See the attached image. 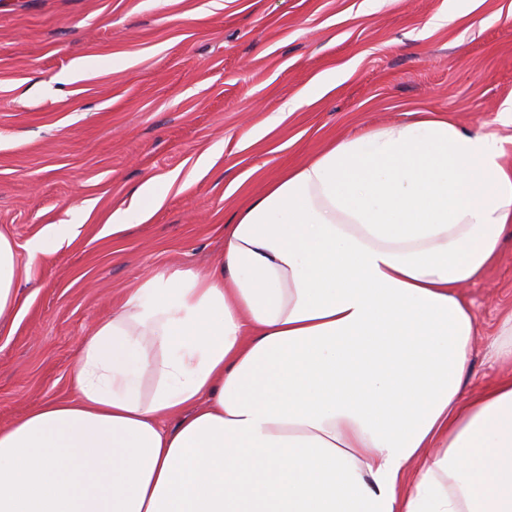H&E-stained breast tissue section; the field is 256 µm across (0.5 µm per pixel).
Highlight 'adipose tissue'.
<instances>
[{"instance_id":"1","label":"adipose tissue","mask_w":512,"mask_h":512,"mask_svg":"<svg viewBox=\"0 0 512 512\" xmlns=\"http://www.w3.org/2000/svg\"><path fill=\"white\" fill-rule=\"evenodd\" d=\"M505 157L413 112L288 170L0 428V512H512V373L468 393L459 292L512 232ZM17 268L0 232V318Z\"/></svg>"}]
</instances>
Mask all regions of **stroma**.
<instances>
[{
    "mask_svg": "<svg viewBox=\"0 0 512 512\" xmlns=\"http://www.w3.org/2000/svg\"><path fill=\"white\" fill-rule=\"evenodd\" d=\"M511 99L512 0H0V232L18 253L0 427L71 400L98 322L155 272L207 270L288 169L416 111L486 127L512 160ZM118 213L137 225L113 232ZM462 293L477 392L504 370L487 345L512 311V234Z\"/></svg>",
    "mask_w": 512,
    "mask_h": 512,
    "instance_id": "35a3bbf8",
    "label": "stroma"
}]
</instances>
